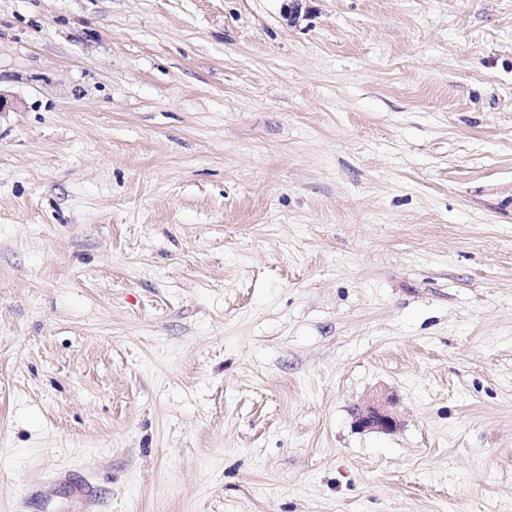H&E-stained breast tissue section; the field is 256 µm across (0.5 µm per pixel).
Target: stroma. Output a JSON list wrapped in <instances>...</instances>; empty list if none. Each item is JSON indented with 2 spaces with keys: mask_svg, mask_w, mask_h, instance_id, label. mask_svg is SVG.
<instances>
[{
  "mask_svg": "<svg viewBox=\"0 0 512 512\" xmlns=\"http://www.w3.org/2000/svg\"><path fill=\"white\" fill-rule=\"evenodd\" d=\"M297 2L0 0V512H512V0ZM393 404V398L389 395H373L362 406L354 409L355 422L362 429L391 433L398 426V421L391 411Z\"/></svg>",
  "mask_w": 512,
  "mask_h": 512,
  "instance_id": "35a3bbf8",
  "label": "stroma"
}]
</instances>
